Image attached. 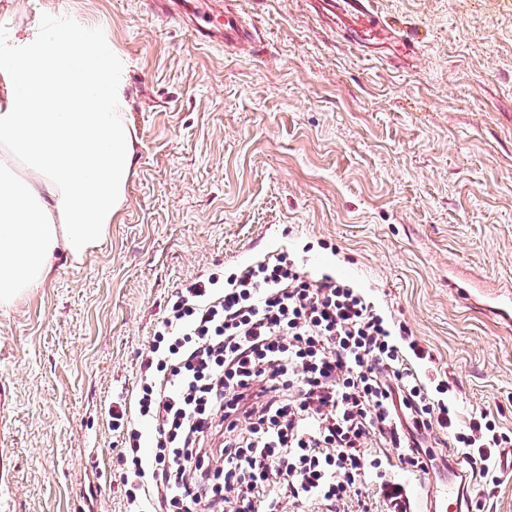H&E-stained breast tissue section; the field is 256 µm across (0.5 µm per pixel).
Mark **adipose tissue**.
I'll return each mask as SVG.
<instances>
[{"label":"adipose tissue","instance_id":"obj_1","mask_svg":"<svg viewBox=\"0 0 512 512\" xmlns=\"http://www.w3.org/2000/svg\"><path fill=\"white\" fill-rule=\"evenodd\" d=\"M0 307L76 263L122 211L138 155L125 85L79 28L0 61Z\"/></svg>","mask_w":512,"mask_h":512}]
</instances>
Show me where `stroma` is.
<instances>
[{"mask_svg": "<svg viewBox=\"0 0 512 512\" xmlns=\"http://www.w3.org/2000/svg\"><path fill=\"white\" fill-rule=\"evenodd\" d=\"M248 48L145 0H0V58L55 17L117 52L140 146L107 237L0 309V512H125L118 434L176 288L290 252L395 313L461 416L512 436V0H231ZM410 512L447 473L386 451Z\"/></svg>", "mask_w": 512, "mask_h": 512, "instance_id": "stroma-1", "label": "stroma"}]
</instances>
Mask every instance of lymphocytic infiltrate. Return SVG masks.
Masks as SVG:
<instances>
[{
  "label": "lymphocytic infiltrate",
  "instance_id": "obj_1",
  "mask_svg": "<svg viewBox=\"0 0 512 512\" xmlns=\"http://www.w3.org/2000/svg\"><path fill=\"white\" fill-rule=\"evenodd\" d=\"M428 356L362 289L303 272L287 253L199 275L177 288L151 338L134 408L107 409L129 445L126 512H369V476L390 512H406L388 457L368 442L425 472L438 458L427 445L435 429L496 483L507 435L484 411L458 424L448 381L428 386L413 365Z\"/></svg>",
  "mask_w": 512,
  "mask_h": 512
}]
</instances>
